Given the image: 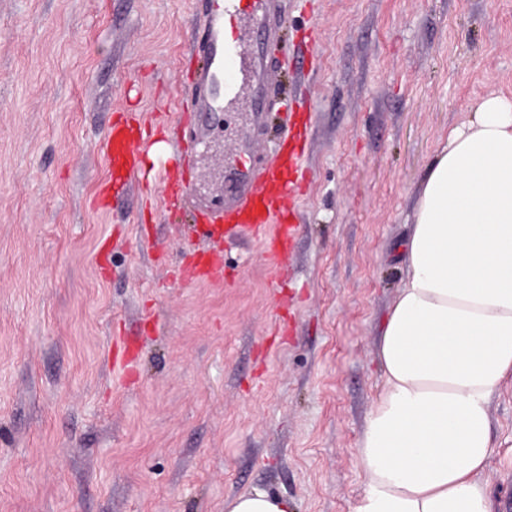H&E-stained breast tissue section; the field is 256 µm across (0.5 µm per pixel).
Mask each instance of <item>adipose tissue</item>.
Returning a JSON list of instances; mask_svg holds the SVG:
<instances>
[{"mask_svg": "<svg viewBox=\"0 0 512 512\" xmlns=\"http://www.w3.org/2000/svg\"><path fill=\"white\" fill-rule=\"evenodd\" d=\"M381 327L353 512H492L489 406L512 378V98L453 128L418 194Z\"/></svg>", "mask_w": 512, "mask_h": 512, "instance_id": "adipose-tissue-1", "label": "adipose tissue"}]
</instances>
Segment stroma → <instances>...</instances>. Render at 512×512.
I'll return each instance as SVG.
<instances>
[{
    "label": "stroma",
    "mask_w": 512,
    "mask_h": 512,
    "mask_svg": "<svg viewBox=\"0 0 512 512\" xmlns=\"http://www.w3.org/2000/svg\"><path fill=\"white\" fill-rule=\"evenodd\" d=\"M202 23L194 0H0V512H225L255 488L352 512L364 491L398 248L449 131L512 97V0H288L253 149L273 160L311 107L289 264L243 230L223 283L188 288L170 267L211 242L162 175ZM132 111L160 125L119 194L102 145ZM238 131L230 114L189 147L197 198L223 196ZM489 416L482 479L512 512V379Z\"/></svg>",
    "instance_id": "1"
}]
</instances>
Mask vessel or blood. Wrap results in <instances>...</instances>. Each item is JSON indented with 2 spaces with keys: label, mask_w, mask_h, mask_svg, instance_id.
<instances>
[{
  "label": "vessel or blood",
  "mask_w": 512,
  "mask_h": 512,
  "mask_svg": "<svg viewBox=\"0 0 512 512\" xmlns=\"http://www.w3.org/2000/svg\"><path fill=\"white\" fill-rule=\"evenodd\" d=\"M204 23L197 46L200 63L193 73L196 94L193 112L221 122L227 112L245 116L246 133L228 167L230 191L223 200L197 203L207 222L208 238H224V224L237 220L263 241L266 260L283 264L293 228L285 224L288 203L298 191L297 180L288 176L297 169L300 150L280 146L282 162L272 167L257 163L253 157L249 130L261 127L268 110L270 66L266 55L268 43L278 34L281 17L279 0H196ZM151 133L134 128L131 123L115 124L103 145L112 177L121 186H129L139 173L142 155L151 147ZM277 224L278 233L267 236L266 227ZM185 286L203 280H224V256L203 255L184 264L175 273Z\"/></svg>",
  "instance_id": "vessel-or-blood-1"
}]
</instances>
